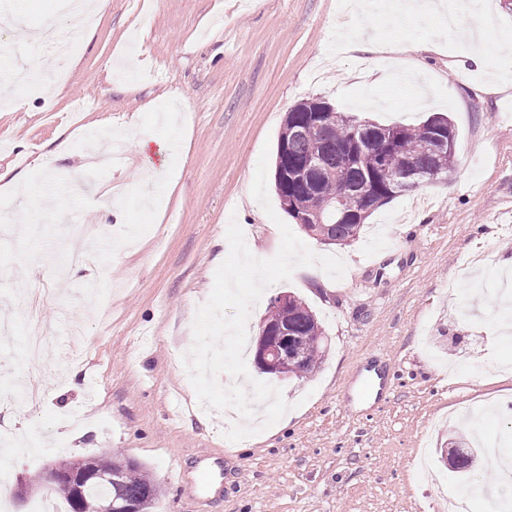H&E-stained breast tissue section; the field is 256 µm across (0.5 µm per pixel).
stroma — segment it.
<instances>
[{
    "mask_svg": "<svg viewBox=\"0 0 512 512\" xmlns=\"http://www.w3.org/2000/svg\"><path fill=\"white\" fill-rule=\"evenodd\" d=\"M348 2L102 0L66 60L0 26V50L32 74L26 106L0 111V173L32 187L23 200L0 195V314L15 324L0 339V439L11 442L0 466L10 486L33 485L27 499L7 496L8 512H67L40 475L107 450L146 466L154 512H446L456 497L467 512H512V485L479 468L458 479L440 458L449 440L478 435L467 416L486 407L512 439V342L490 335L512 260V57L497 48L512 39V10L497 7L484 75L434 16L402 24L367 8L353 19ZM378 61L388 76L374 84ZM312 98L381 124L447 116L457 164L378 207L353 240L294 227L346 272L327 288L297 268L248 322L260 328L271 301L294 293L327 350L307 377L276 380L286 419L237 446L223 435L236 416L200 406L182 355L230 219L258 254L278 252L251 185L264 143ZM141 178L158 184L156 205L144 206ZM122 184V217H103L104 194ZM23 203L42 218L37 234L11 222ZM76 224L108 244L82 266L67 263L84 246L66 232ZM35 320L46 340L32 362ZM204 460L221 472L215 488L199 485Z\"/></svg>",
    "mask_w": 512,
    "mask_h": 512,
    "instance_id": "1",
    "label": "stroma"
}]
</instances>
